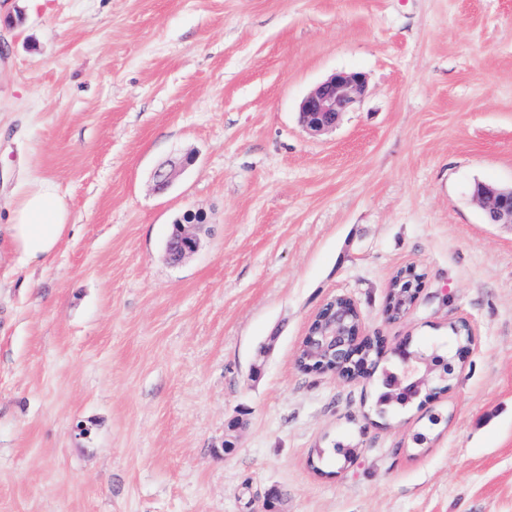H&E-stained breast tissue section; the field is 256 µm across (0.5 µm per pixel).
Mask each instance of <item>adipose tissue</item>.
Segmentation results:
<instances>
[{
    "label": "adipose tissue",
    "instance_id": "ef3b65f1",
    "mask_svg": "<svg viewBox=\"0 0 512 512\" xmlns=\"http://www.w3.org/2000/svg\"><path fill=\"white\" fill-rule=\"evenodd\" d=\"M70 230L69 214L52 190L27 191L16 203L6 232L18 261L38 268L57 251Z\"/></svg>",
    "mask_w": 512,
    "mask_h": 512
}]
</instances>
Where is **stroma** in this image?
<instances>
[{
    "instance_id": "obj_1",
    "label": "stroma",
    "mask_w": 512,
    "mask_h": 512,
    "mask_svg": "<svg viewBox=\"0 0 512 512\" xmlns=\"http://www.w3.org/2000/svg\"><path fill=\"white\" fill-rule=\"evenodd\" d=\"M338 71L366 92L310 135ZM478 183L512 186V0H0V225L41 186L72 225L37 271L0 235V512H512V228ZM339 295L393 346L469 323L453 387L380 419L371 381L301 372ZM366 76L360 72L339 71L311 90L300 102L302 124L313 133L333 130L366 90ZM188 220V214H185L182 219L177 220L174 224V227L180 224L177 243H175L170 237L167 240L166 253L171 260L176 262L182 261L194 254L199 246L198 236L195 232L196 224H184Z\"/></svg>"
}]
</instances>
